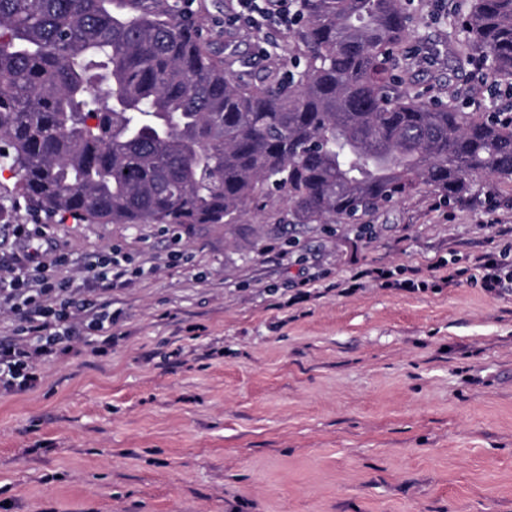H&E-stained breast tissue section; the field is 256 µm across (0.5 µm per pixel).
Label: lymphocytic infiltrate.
<instances>
[{
    "mask_svg": "<svg viewBox=\"0 0 512 512\" xmlns=\"http://www.w3.org/2000/svg\"><path fill=\"white\" fill-rule=\"evenodd\" d=\"M13 246L0 251V307L17 315L16 338L0 339V393L34 388L37 364L68 349L77 334L109 340L112 314L95 295L128 284L130 270L119 249L90 264L82 279L49 275L64 256H49L47 231L41 224L12 227Z\"/></svg>",
    "mask_w": 512,
    "mask_h": 512,
    "instance_id": "1",
    "label": "lymphocytic infiltrate"
}]
</instances>
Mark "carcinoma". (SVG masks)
I'll list each match as a JSON object with an SVG mask.
<instances>
[{
    "mask_svg": "<svg viewBox=\"0 0 512 512\" xmlns=\"http://www.w3.org/2000/svg\"><path fill=\"white\" fill-rule=\"evenodd\" d=\"M411 0H292L294 70L251 82L195 0H0V164L79 224H234L288 197L296 224L355 223L425 186L512 184V114L400 90ZM464 69L512 91V0H467Z\"/></svg>",
    "mask_w": 512,
    "mask_h": 512,
    "instance_id": "1",
    "label": "carcinoma"
}]
</instances>
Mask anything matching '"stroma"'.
<instances>
[{"instance_id": "1", "label": "stroma", "mask_w": 512, "mask_h": 512, "mask_svg": "<svg viewBox=\"0 0 512 512\" xmlns=\"http://www.w3.org/2000/svg\"><path fill=\"white\" fill-rule=\"evenodd\" d=\"M206 4L236 77L291 70V27L228 31L235 0ZM455 5L414 0L403 91L480 89L454 67ZM288 210L165 233L13 197L0 225H46L60 274L118 246L135 275L104 295L111 343L73 339L0 394V512H512V290L473 266L511 242L512 186L423 188L362 224Z\"/></svg>"}]
</instances>
